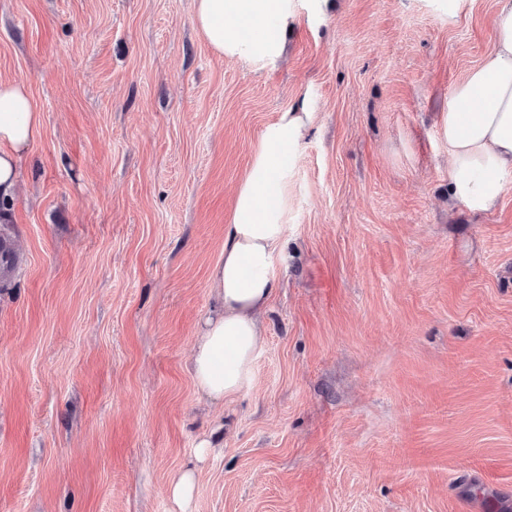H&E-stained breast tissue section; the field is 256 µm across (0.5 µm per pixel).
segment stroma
<instances>
[{
    "mask_svg": "<svg viewBox=\"0 0 512 512\" xmlns=\"http://www.w3.org/2000/svg\"><path fill=\"white\" fill-rule=\"evenodd\" d=\"M275 63L193 0H0V78L41 114L0 283V512H512V186L448 204L436 125L498 0H291ZM315 119L252 386L192 377L234 194L280 113ZM210 452L198 458L197 446ZM196 477L191 470L182 473L170 485V497L179 508V512H191V503L193 500ZM480 487L481 492L476 497H459V510L470 512L485 510L486 503L495 501V488L490 483L482 482Z\"/></svg>",
    "mask_w": 512,
    "mask_h": 512,
    "instance_id": "stroma-1",
    "label": "stroma"
}]
</instances>
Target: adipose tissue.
<instances>
[{"label":"adipose tissue","instance_id":"ef3b65f1","mask_svg":"<svg viewBox=\"0 0 512 512\" xmlns=\"http://www.w3.org/2000/svg\"><path fill=\"white\" fill-rule=\"evenodd\" d=\"M196 28L220 55L276 61L281 31L295 17L288 0H193ZM313 115L281 113L263 131L238 187L224 257L210 283L222 310L207 318L196 341L193 377L216 403L253 382L264 344L261 315L278 281L274 264L287 240L279 183ZM451 162L448 200L472 212L494 208L512 181V0H501L491 51L454 88L439 115ZM41 127L24 82L0 79V198H13L19 161Z\"/></svg>","mask_w":512,"mask_h":512}]
</instances>
